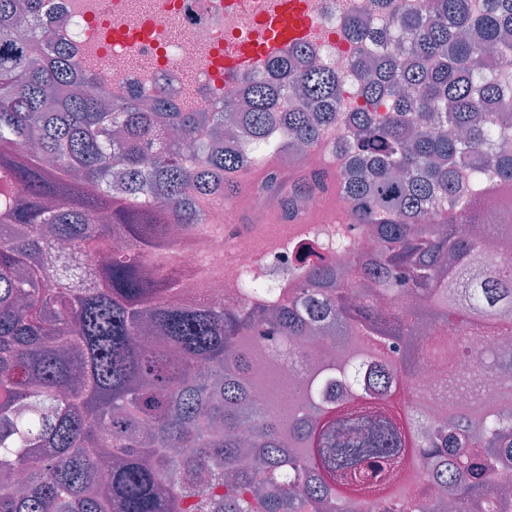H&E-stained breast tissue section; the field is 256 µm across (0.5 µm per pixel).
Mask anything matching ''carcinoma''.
Here are the masks:
<instances>
[{
  "instance_id": "obj_1",
  "label": "carcinoma",
  "mask_w": 512,
  "mask_h": 512,
  "mask_svg": "<svg viewBox=\"0 0 512 512\" xmlns=\"http://www.w3.org/2000/svg\"><path fill=\"white\" fill-rule=\"evenodd\" d=\"M44 2L0 0V512H416L429 478L453 512H512V352L469 347L512 340V0L344 15L349 112L302 41L241 108L112 98L35 39ZM338 123L336 246L230 303L189 291L211 255L183 268L172 226L220 235L213 202ZM284 190L323 185L257 186ZM298 342L323 355L290 375ZM429 365L471 397L496 374L501 395H421L403 422L386 403Z\"/></svg>"
}]
</instances>
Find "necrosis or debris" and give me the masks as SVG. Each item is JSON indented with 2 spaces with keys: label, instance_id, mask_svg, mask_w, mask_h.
Returning <instances> with one entry per match:
<instances>
[{
  "label": "necrosis or debris",
  "instance_id": "obj_1",
  "mask_svg": "<svg viewBox=\"0 0 512 512\" xmlns=\"http://www.w3.org/2000/svg\"><path fill=\"white\" fill-rule=\"evenodd\" d=\"M318 35L313 44L319 62L349 75L361 46L339 33L345 13L365 9L369 0H309ZM276 0H112L104 15L100 0H49L45 27L56 30L79 56H92L95 71L111 89L143 101L166 94L169 100L192 90L209 112L234 102L258 71L228 72L224 49L248 39L255 17L265 15ZM215 248L230 247L234 271L246 273L264 253L253 234L225 228Z\"/></svg>",
  "mask_w": 512,
  "mask_h": 512
}]
</instances>
